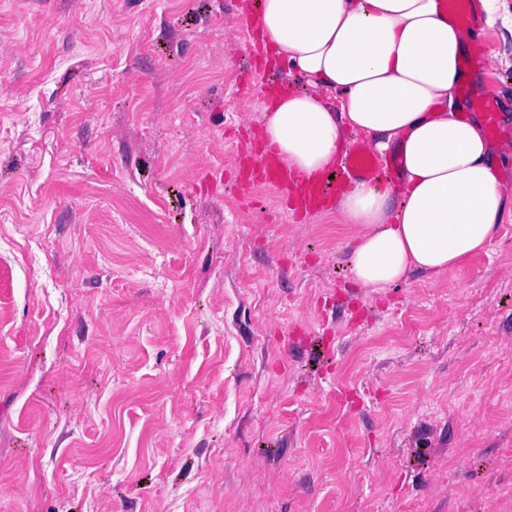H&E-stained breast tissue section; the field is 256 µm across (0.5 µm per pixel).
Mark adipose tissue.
Returning a JSON list of instances; mask_svg holds the SVG:
<instances>
[{
	"mask_svg": "<svg viewBox=\"0 0 512 512\" xmlns=\"http://www.w3.org/2000/svg\"><path fill=\"white\" fill-rule=\"evenodd\" d=\"M259 23L308 85L264 116V136L289 169L328 170L347 127L397 159L395 182L363 181L338 201L358 228L348 257L356 283L379 292L488 247L512 217V192L495 175L480 120L456 114L471 36L440 0H262Z\"/></svg>",
	"mask_w": 512,
	"mask_h": 512,
	"instance_id": "1",
	"label": "adipose tissue"
}]
</instances>
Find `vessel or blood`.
<instances>
[{
	"instance_id": "1",
	"label": "vessel or blood",
	"mask_w": 512,
	"mask_h": 512,
	"mask_svg": "<svg viewBox=\"0 0 512 512\" xmlns=\"http://www.w3.org/2000/svg\"><path fill=\"white\" fill-rule=\"evenodd\" d=\"M457 93L463 96L470 107L481 111L486 130L494 136L505 134L506 128L496 110L492 94L477 90L475 85L462 84ZM394 171L393 164L372 148L356 144L338 163L333 176L307 178L303 194L294 207L296 214L309 216L321 213L326 206L347 191L353 181L361 179L387 178ZM237 180L244 198H251L255 186L272 189L277 201L287 202L290 187L296 177L278 156L269 148H261L250 164L239 166Z\"/></svg>"
}]
</instances>
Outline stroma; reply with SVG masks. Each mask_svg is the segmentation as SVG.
<instances>
[{
    "label": "stroma",
    "instance_id": "stroma-1",
    "mask_svg": "<svg viewBox=\"0 0 512 512\" xmlns=\"http://www.w3.org/2000/svg\"><path fill=\"white\" fill-rule=\"evenodd\" d=\"M254 2L0 0V512H512V220L367 294L355 225L244 204L304 85Z\"/></svg>",
    "mask_w": 512,
    "mask_h": 512
}]
</instances>
